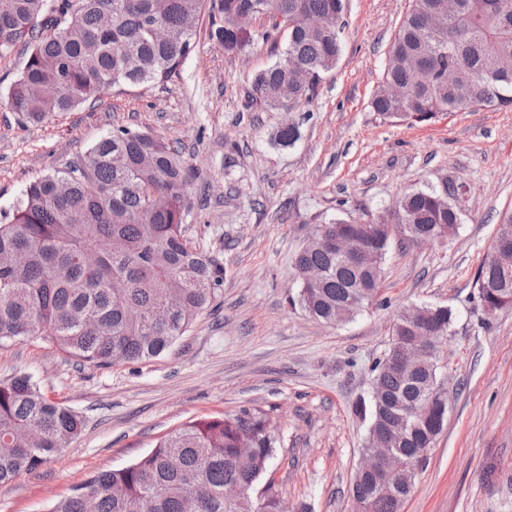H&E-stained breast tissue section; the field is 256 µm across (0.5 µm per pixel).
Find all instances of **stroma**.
I'll use <instances>...</instances> for the list:
<instances>
[{
  "mask_svg": "<svg viewBox=\"0 0 512 512\" xmlns=\"http://www.w3.org/2000/svg\"><path fill=\"white\" fill-rule=\"evenodd\" d=\"M410 0H347L341 53L312 99L289 111L248 105L270 45L225 52L201 15L194 48L172 80L102 94L37 124L5 97L26 47L0 57V210L37 178L129 127L180 146L197 177L187 235L215 256L223 283L190 330L160 356L96 369L36 338L0 347V379L34 377L50 400L83 416L82 433L50 464L0 487V512H49L92 474L125 467L195 419L266 412L276 450L257 491L292 512H355L373 367L396 315L451 309L440 345L447 420L402 512H512V306L487 312L475 285L502 215L512 212V108L474 107L410 125L370 101ZM293 146L275 141L287 120ZM447 178L461 222L429 246L392 240L380 300L330 326L298 301L293 260L317 225L376 222L408 189Z\"/></svg>",
  "mask_w": 512,
  "mask_h": 512,
  "instance_id": "stroma-1",
  "label": "stroma"
}]
</instances>
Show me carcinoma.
I'll return each mask as SVG.
<instances>
[{"label": "carcinoma", "mask_w": 512, "mask_h": 512, "mask_svg": "<svg viewBox=\"0 0 512 512\" xmlns=\"http://www.w3.org/2000/svg\"><path fill=\"white\" fill-rule=\"evenodd\" d=\"M445 0H411L391 45V63L371 100L373 111L430 122L444 112L512 106V73L497 70L512 56V0H457L442 29L430 27ZM211 16V39L236 53L262 41L284 42L281 57L259 72L250 103L279 108L281 86L295 100H310L341 52L345 0H0V57L28 49L19 79L10 87L11 109L37 123L46 115L96 102L106 90L169 81L192 51L199 15ZM264 16L259 31H241L234 16ZM155 25L174 33L168 43L151 35ZM457 68L453 83L444 79ZM407 89L395 100L387 85ZM299 126H282L276 140L291 146ZM195 174L182 152L148 133L119 127L63 170L26 187L19 203L0 211V344L38 336L80 365L108 367L155 358L184 335L221 286L218 261L192 248L184 224ZM397 212L375 222L371 258L348 265L332 250H299L296 273L323 271L300 301L316 320L351 319L378 297L382 259L397 224L453 234L460 214L448 190L404 193ZM125 280L121 294L112 279ZM165 309L170 321H153ZM388 348L374 367L379 390L362 412L381 433L406 416L396 448L414 465L443 430L446 412L426 409L439 387L438 356L410 374L391 365ZM77 412L41 392L31 376L0 379V486L40 468L83 430ZM250 438L249 456L238 443ZM277 439L257 408L187 422L161 438L132 464L100 471L54 502L50 512H139L151 500L156 512H182L191 496L198 512H278L276 495H251L266 473ZM413 491L401 474L383 469L354 475L356 512H400Z\"/></svg>", "instance_id": "obj_1"}]
</instances>
